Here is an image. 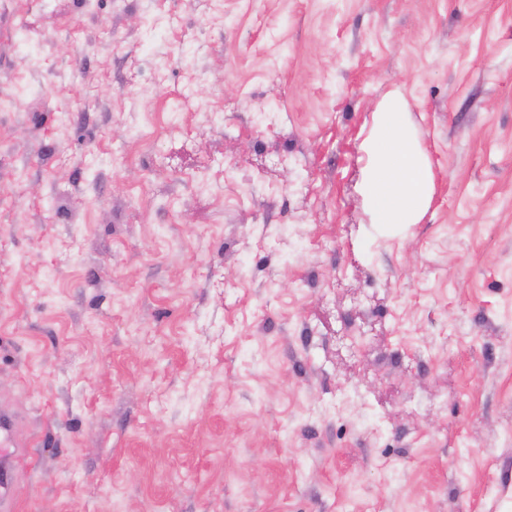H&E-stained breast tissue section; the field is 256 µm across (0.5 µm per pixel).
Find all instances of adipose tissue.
<instances>
[{"label": "adipose tissue", "instance_id": "1", "mask_svg": "<svg viewBox=\"0 0 512 512\" xmlns=\"http://www.w3.org/2000/svg\"><path fill=\"white\" fill-rule=\"evenodd\" d=\"M363 149L369 163L362 192L374 222L390 230L418 223L430 205L433 179L399 92H391L378 106Z\"/></svg>", "mask_w": 512, "mask_h": 512}]
</instances>
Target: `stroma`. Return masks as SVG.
<instances>
[{"instance_id":"35a3bbf8","label":"stroma","mask_w":512,"mask_h":512,"mask_svg":"<svg viewBox=\"0 0 512 512\" xmlns=\"http://www.w3.org/2000/svg\"><path fill=\"white\" fill-rule=\"evenodd\" d=\"M0 409L19 512H512V0H0ZM402 95L391 92L375 112L374 124L363 142L369 163L362 192L373 224L399 230L418 223L433 195V179L406 120Z\"/></svg>"}]
</instances>
